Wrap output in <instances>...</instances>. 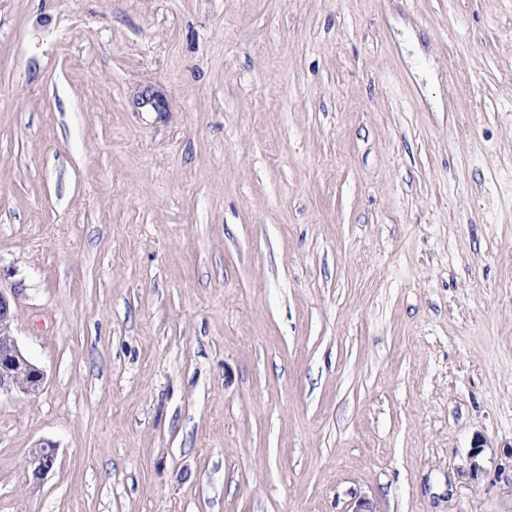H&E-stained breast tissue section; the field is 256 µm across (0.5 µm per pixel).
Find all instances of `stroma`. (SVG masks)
Masks as SVG:
<instances>
[{"instance_id":"obj_1","label":"stroma","mask_w":512,"mask_h":512,"mask_svg":"<svg viewBox=\"0 0 512 512\" xmlns=\"http://www.w3.org/2000/svg\"><path fill=\"white\" fill-rule=\"evenodd\" d=\"M0 290V512H512V0H0ZM11 298L0 290V396L38 395L45 385L43 370L20 348L12 333ZM56 462V448L50 444L41 443L31 448L28 466L32 468V475L35 479H41L53 467Z\"/></svg>"}]
</instances>
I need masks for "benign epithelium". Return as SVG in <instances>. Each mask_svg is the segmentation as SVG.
<instances>
[{
	"label": "benign epithelium",
	"mask_w": 512,
	"mask_h": 512,
	"mask_svg": "<svg viewBox=\"0 0 512 512\" xmlns=\"http://www.w3.org/2000/svg\"><path fill=\"white\" fill-rule=\"evenodd\" d=\"M14 319L11 298L0 291V395L39 394L45 385L43 370L20 348L12 333ZM56 462V448L41 443L30 450L28 466L36 479L45 476Z\"/></svg>",
	"instance_id": "1"
}]
</instances>
